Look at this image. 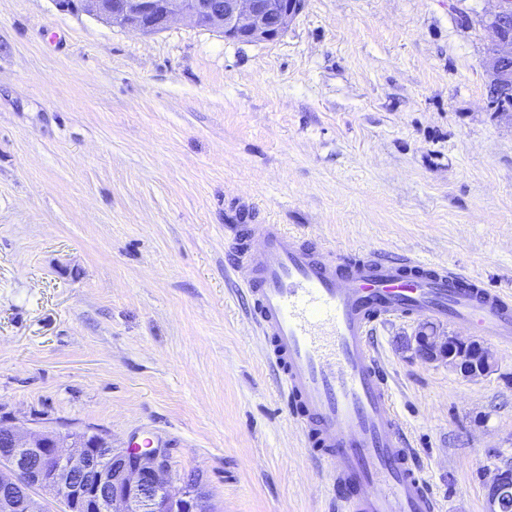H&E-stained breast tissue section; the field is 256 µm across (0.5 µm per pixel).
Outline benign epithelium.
Returning a JSON list of instances; mask_svg holds the SVG:
<instances>
[{
    "label": "benign epithelium",
    "instance_id": "7a95c632",
    "mask_svg": "<svg viewBox=\"0 0 512 512\" xmlns=\"http://www.w3.org/2000/svg\"><path fill=\"white\" fill-rule=\"evenodd\" d=\"M482 25L492 33L485 67L499 86H512V0H495ZM63 11L92 16L112 26L153 34L176 18L224 33L239 42H272L303 9V0H56ZM421 360L444 362L465 378L495 368L491 349L475 337L422 330L407 342ZM0 512H45L39 489L59 499L65 512H210L205 496L173 476L167 448L135 450L132 437L117 447L112 437L87 430L25 432L0 423ZM512 469L486 483V512H501Z\"/></svg>",
    "mask_w": 512,
    "mask_h": 512
}]
</instances>
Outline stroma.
Returning a JSON list of instances; mask_svg holds the SVG:
<instances>
[{"label": "stroma", "mask_w": 512, "mask_h": 512, "mask_svg": "<svg viewBox=\"0 0 512 512\" xmlns=\"http://www.w3.org/2000/svg\"><path fill=\"white\" fill-rule=\"evenodd\" d=\"M494 0H305L274 42L122 29L0 0V418L148 436L213 512H328L234 269L281 224L512 295V114L488 105ZM469 24H461L460 15ZM374 345L443 512L512 466V348L467 379Z\"/></svg>", "instance_id": "1"}]
</instances>
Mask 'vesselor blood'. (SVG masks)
I'll use <instances>...</instances> for the list:
<instances>
[{"mask_svg": "<svg viewBox=\"0 0 512 512\" xmlns=\"http://www.w3.org/2000/svg\"><path fill=\"white\" fill-rule=\"evenodd\" d=\"M250 236L236 266L288 415L328 467L336 512H441L372 333L394 315L428 316L512 345V298L419 256L344 254L278 224L254 225Z\"/></svg>", "mask_w": 512, "mask_h": 512, "instance_id": "1", "label": "vessel or blood"}]
</instances>
